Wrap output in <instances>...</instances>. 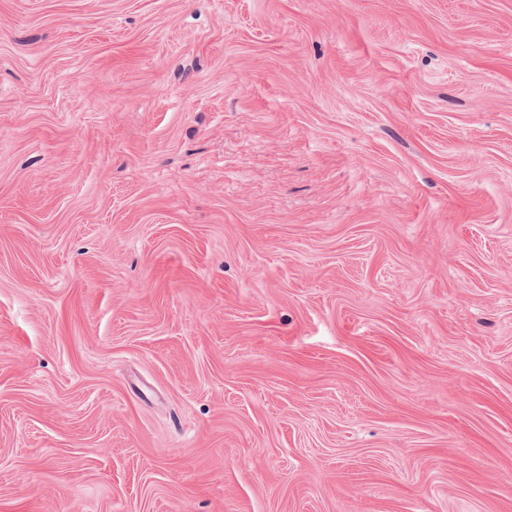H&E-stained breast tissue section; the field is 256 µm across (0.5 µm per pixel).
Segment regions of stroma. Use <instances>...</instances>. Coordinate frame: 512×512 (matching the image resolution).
<instances>
[{
  "mask_svg": "<svg viewBox=\"0 0 512 512\" xmlns=\"http://www.w3.org/2000/svg\"><path fill=\"white\" fill-rule=\"evenodd\" d=\"M0 512H512V0H0Z\"/></svg>",
  "mask_w": 512,
  "mask_h": 512,
  "instance_id": "1",
  "label": "stroma"
}]
</instances>
